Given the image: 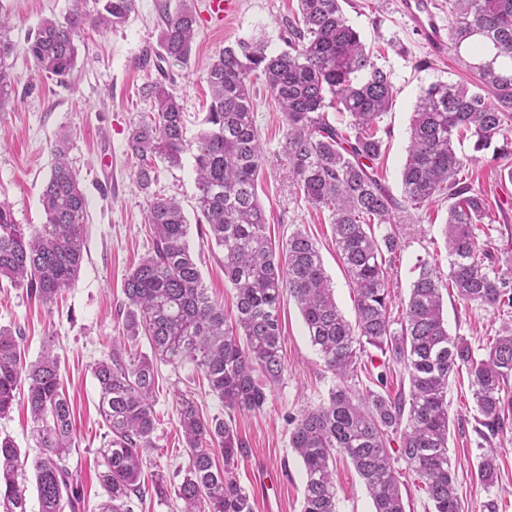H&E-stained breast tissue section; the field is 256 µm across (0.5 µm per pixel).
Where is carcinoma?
<instances>
[{
	"mask_svg": "<svg viewBox=\"0 0 512 512\" xmlns=\"http://www.w3.org/2000/svg\"><path fill=\"white\" fill-rule=\"evenodd\" d=\"M91 13L74 8L62 22L45 18L28 39L38 73L62 82L74 70L76 37L87 28L125 23L136 0H98ZM343 0H299L288 19L289 50L270 55L265 45L239 39L224 47L207 69L211 101L205 128L189 142L184 112L167 86L147 85L151 112L132 129L128 147L140 161L138 180L151 187L159 159L171 166L191 153L196 173V213L224 251V279L236 291V318L212 299L187 245L188 220L179 201L151 196L147 224L153 251L127 275L123 339L144 335L151 354L112 345L93 368L98 408L108 432L99 481L104 498L97 512H132L143 498L144 452L152 447L157 418L152 401L158 364H189L202 374L209 393L229 411L263 409L269 390L283 378L281 298L296 302L311 344L336 378L328 398L292 419L290 447L306 474L303 512H338L333 467L348 458L362 478L374 512H405L395 464L404 462L422 480L431 512H460L455 466L449 455L448 380L467 373L475 410L474 431L486 443L477 478L486 487L498 478L492 439L506 427L512 408V323L503 324L478 354L464 337L451 335L443 317L442 289L466 304L512 310V256L495 254L486 232L490 202L460 178L475 158L457 142L469 135L475 148L512 136V0H448L449 40L474 87L437 82L422 90L414 106L396 200L377 177L384 152L380 123L394 104L391 75L379 68L359 32L349 23ZM163 28L160 61L188 62L199 27L190 0L170 11L159 4ZM9 15L0 7V107L15 94L9 58ZM264 78L286 124L282 154L297 194L329 212L332 240L354 293L355 319L338 309L319 248L303 229L281 246L267 233L257 194L265 161L254 120L252 79ZM336 112L330 117L328 110ZM69 134L56 136L49 180L41 193L46 223L28 233L0 202V280L45 305L79 275L84 258L88 201L67 159ZM439 196L451 200L444 235L448 280L437 263L424 261L398 317L391 315V255L400 248L396 225L408 209ZM20 336L0 328V418L17 396L26 399L39 452L21 451L0 437V512H81L82 497L68 458L73 444V405L62 388L58 358L48 340L40 358L27 363ZM380 352L381 367L403 368L409 393L359 389L361 358ZM178 427L188 456L183 480L173 493L195 512H253L233 470L243 443L233 427L200 413L194 393L177 390ZM399 436L393 457L390 437ZM223 462H218L216 454Z\"/></svg>",
	"mask_w": 512,
	"mask_h": 512,
	"instance_id": "cac0c4a2",
	"label": "carcinoma"
}]
</instances>
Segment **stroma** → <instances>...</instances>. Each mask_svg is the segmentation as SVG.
Wrapping results in <instances>:
<instances>
[{
  "mask_svg": "<svg viewBox=\"0 0 512 512\" xmlns=\"http://www.w3.org/2000/svg\"><path fill=\"white\" fill-rule=\"evenodd\" d=\"M11 19L9 37L15 45L13 72L16 93L0 109V201L9 205L16 223L37 227L46 215L40 201L51 173L53 146L60 131L70 136L68 161L79 173L88 199L85 250L81 271L56 304L46 306L25 289L0 284V327L20 331L26 361L38 359L46 340H53L66 393L74 408L75 447L68 459L74 483L82 491L84 512H96L104 491L98 480L99 450L105 426L98 410L94 364L109 354L112 340L121 336L122 288L127 274L153 248L144 222L150 194L180 201L190 223L188 245L212 299L225 311L234 308V291L224 280V254L205 236L197 222L195 172L191 156L180 166L155 165L156 181L142 190L139 162L128 149L132 128L151 103L144 86L167 73L174 94L186 114V137L195 139L210 102L206 70L214 56L241 38L265 42L269 51L287 48L286 20L297 0H240L234 17L220 27H199L188 63L174 61L155 68L146 53L158 48L162 21L157 0H137L135 13L108 30L85 29L76 39L78 56L68 81L60 83L37 73L27 54V39L42 19L65 20L75 0H0ZM344 11L362 41L374 53L378 67L390 72L395 101L381 123L386 150L377 165L381 182L400 195V168L409 139L411 112L423 88L442 82H466L470 76L456 61L455 52L435 57L420 36L397 11L396 0H347ZM250 92L255 121L266 160L258 176V197L265 208L268 233L282 241L298 227L315 240L332 280L338 307L354 318L353 291L331 241L326 212L296 195L281 155L285 125L278 107L262 82ZM476 163L464 172L491 203L490 222L503 227L498 245L512 239V182L499 177L500 152L496 147L475 150L472 141L459 146ZM448 202L436 199L410 210L400 227L401 248L393 264L392 311H400L417 265L426 259L447 268L443 235ZM443 316L451 334L465 337L473 347L489 343L511 316L496 309L467 305L445 297ZM282 348L286 371L272 388L262 411L225 412L221 402L203 388L195 399L206 416L231 422L244 443L235 471L248 493L254 512H302L305 470L289 445L290 420L302 409L323 402L335 378L312 346L301 313L292 299L281 305ZM190 368L163 365L155 388L159 424L147 451L143 470L147 492L133 512H178L179 501L153 492L157 480L176 485L188 463L184 440L177 427L174 391L187 379ZM449 448L458 462V496L462 512H485L495 501L498 512H512V422L493 440L500 472L494 486L477 480L478 438L473 431L474 402L466 374L452 377L448 386ZM338 512H372L373 505L350 461L338 459L334 475Z\"/></svg>",
  "mask_w": 512,
  "mask_h": 512,
  "instance_id": "35a3bbf8",
  "label": "stroma"
}]
</instances>
